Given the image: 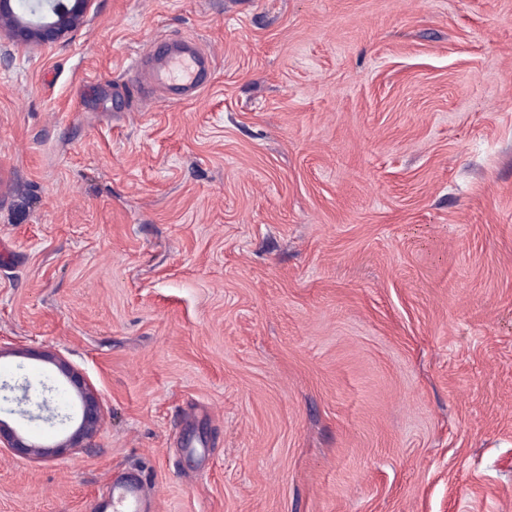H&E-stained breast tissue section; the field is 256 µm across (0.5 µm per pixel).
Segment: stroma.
<instances>
[{
	"instance_id": "35a3bbf8",
	"label": "stroma",
	"mask_w": 512,
	"mask_h": 512,
	"mask_svg": "<svg viewBox=\"0 0 512 512\" xmlns=\"http://www.w3.org/2000/svg\"><path fill=\"white\" fill-rule=\"evenodd\" d=\"M211 85L142 107L137 51ZM0 384L99 392L0 512H512V0H94L0 34ZM0 419L52 444L68 426ZM93 0H55L47 9L31 13L32 18L15 13L12 0H0V33L15 43L43 47L60 43L84 24ZM172 45L171 49L168 45H152L136 56L132 62L135 76L149 73L159 81L167 97L189 96L207 88L212 81L213 52L200 50L188 39ZM24 355L53 364L68 380L81 403V420L65 439L53 444H40L29 441L6 421L0 419V450L5 448L41 459L55 455L62 448H83L84 442L96 435L103 421L104 408L100 395L61 356L49 351H26ZM96 512H146L152 510V501L144 489L142 478L114 482L112 491L92 506Z\"/></svg>"
}]
</instances>
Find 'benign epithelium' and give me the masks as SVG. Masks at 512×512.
<instances>
[{
    "instance_id": "obj_1",
    "label": "benign epithelium",
    "mask_w": 512,
    "mask_h": 512,
    "mask_svg": "<svg viewBox=\"0 0 512 512\" xmlns=\"http://www.w3.org/2000/svg\"><path fill=\"white\" fill-rule=\"evenodd\" d=\"M93 0H53L47 9L32 12L26 18L15 13L12 0H0V32H5L15 43L32 47H43L60 43L84 24ZM24 355L53 364L58 372L75 389L81 403V420L77 427L63 440L53 444H40L28 440L6 421L0 419V449L5 448L34 458H47L63 448H81L84 442L98 432L104 416V408L98 392L89 386L80 373L61 356L49 351H26ZM37 412L27 411L31 419H39L55 425V421L71 420L51 407L44 397L35 402Z\"/></svg>"
}]
</instances>
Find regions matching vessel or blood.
Instances as JSON below:
<instances>
[{
	"mask_svg": "<svg viewBox=\"0 0 512 512\" xmlns=\"http://www.w3.org/2000/svg\"><path fill=\"white\" fill-rule=\"evenodd\" d=\"M212 51H204L190 40L173 47H152L132 62L135 74H148L159 81L167 94L189 96L207 88L212 81ZM152 501L144 489L142 478L116 482L107 496L92 506L93 512H150Z\"/></svg>",
	"mask_w": 512,
	"mask_h": 512,
	"instance_id": "b4317fda",
	"label": "vessel or blood"
}]
</instances>
